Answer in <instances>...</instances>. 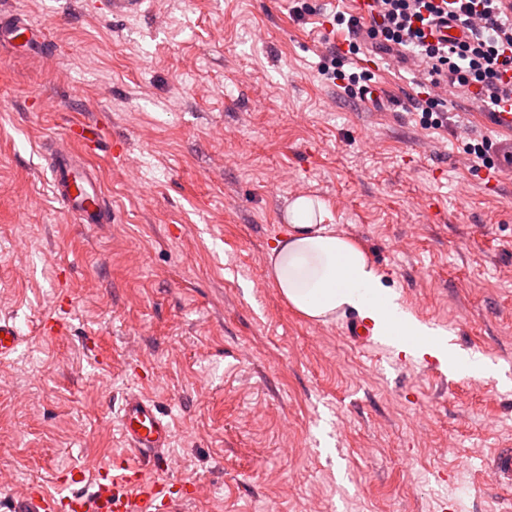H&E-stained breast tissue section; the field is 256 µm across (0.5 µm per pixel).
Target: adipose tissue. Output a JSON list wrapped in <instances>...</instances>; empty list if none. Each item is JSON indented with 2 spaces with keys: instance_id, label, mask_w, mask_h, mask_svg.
I'll return each instance as SVG.
<instances>
[{
  "instance_id": "obj_1",
  "label": "adipose tissue",
  "mask_w": 512,
  "mask_h": 512,
  "mask_svg": "<svg viewBox=\"0 0 512 512\" xmlns=\"http://www.w3.org/2000/svg\"><path fill=\"white\" fill-rule=\"evenodd\" d=\"M324 216L320 201L296 198L288 207L285 234L270 249L269 275L298 313L323 322L352 309L380 335L402 337L416 351L448 355L467 374L488 372L483 359L460 356L447 343L429 340L427 330L402 308L366 253L337 235Z\"/></svg>"
}]
</instances>
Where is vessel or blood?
<instances>
[{
	"label": "vessel or blood",
	"instance_id": "1",
	"mask_svg": "<svg viewBox=\"0 0 512 512\" xmlns=\"http://www.w3.org/2000/svg\"><path fill=\"white\" fill-rule=\"evenodd\" d=\"M0 45L15 52L49 54L51 45L43 29L21 12H0ZM479 121L512 137V100L502 111L482 112ZM93 126L79 127L74 146L56 150L48 162L54 194L67 210L84 224H108L112 207L101 181L82 150L94 141ZM25 338L15 321L0 317V359L18 352ZM120 428L131 456L120 455L93 471L90 491L74 489L54 498L33 487L13 498L9 512H178L190 497L187 486L169 479H148L147 472L159 469L172 438L170 424L155 401L144 393L127 395L120 409Z\"/></svg>",
	"mask_w": 512,
	"mask_h": 512
}]
</instances>
